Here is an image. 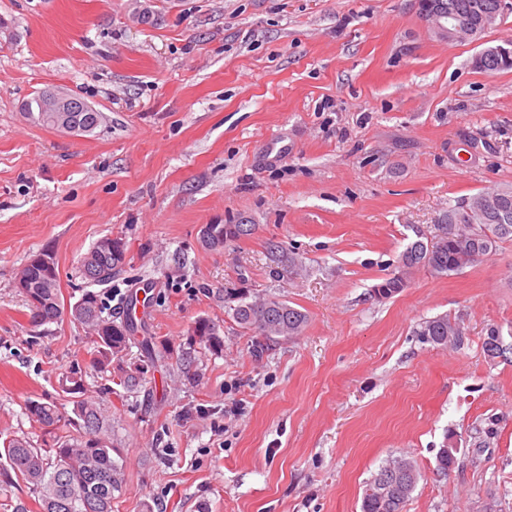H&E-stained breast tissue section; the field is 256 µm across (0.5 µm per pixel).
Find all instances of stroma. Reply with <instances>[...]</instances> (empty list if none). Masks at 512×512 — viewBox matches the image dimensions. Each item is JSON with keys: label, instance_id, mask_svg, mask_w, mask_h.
Listing matches in <instances>:
<instances>
[{"label": "stroma", "instance_id": "stroma-1", "mask_svg": "<svg viewBox=\"0 0 512 512\" xmlns=\"http://www.w3.org/2000/svg\"><path fill=\"white\" fill-rule=\"evenodd\" d=\"M508 38L512 11L439 40L412 0H0V434L42 442L24 404L70 415L59 380L77 365L124 464L112 512H361L399 456L420 470L407 512H512V359L482 350L489 325L512 327V237L458 274L372 293L440 210L512 187V69L473 64ZM49 86L102 122L35 123L22 104ZM240 215L252 234L202 245L203 225ZM106 235L126 251L96 288L106 315L146 292L136 320L169 352L120 396L89 329L33 326L15 288L46 252L72 306ZM228 288L301 309L304 333L241 329ZM439 315L463 345L421 342ZM200 317L224 350L191 373L179 357Z\"/></svg>", "mask_w": 512, "mask_h": 512}]
</instances>
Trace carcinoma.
<instances>
[{
  "label": "carcinoma",
  "instance_id": "carcinoma-1",
  "mask_svg": "<svg viewBox=\"0 0 512 512\" xmlns=\"http://www.w3.org/2000/svg\"><path fill=\"white\" fill-rule=\"evenodd\" d=\"M458 14L479 19L496 11L497 0H443ZM25 111L38 123L56 127L55 113L41 112L35 99L26 101ZM488 193L462 198L442 211L434 233L420 243H411L402 252L398 272L392 273L373 286L378 299H387L405 288L408 276L415 270L426 269L438 276L461 272L496 250L497 244L512 237L498 231L484 209ZM453 232H448V225ZM217 246L248 234L252 225L214 224ZM27 287L18 289L29 309V321L35 326L53 323L62 318L64 310L59 298L58 271L48 273L42 267L26 263L20 271ZM224 303L240 328L254 331L268 340L288 339L300 335L308 322L305 312L278 299L262 302L248 300V295L232 288L225 293ZM103 304L93 291H86L71 306V316L90 328L94 335L92 364L113 372L115 385L131 392L146 380L148 364L165 353L156 349L153 337L139 335L135 319L120 323L103 316ZM421 340L434 346L463 344V333L446 315L431 318L419 331ZM191 337L200 347L217 354L224 349L219 326L206 317L194 321ZM136 344L145 354L147 363L126 365L123 353ZM85 377L74 367L62 377L63 392L76 395L69 426L75 432L54 436L52 443L41 447L29 437L0 436V479L5 483L18 479L31 486L37 495L40 512H112V501L123 492V464L113 456L117 449L112 439L103 433L104 418L97 402L81 396ZM26 414L45 427L61 422L62 416L52 402L30 400ZM403 471L394 483L380 489L379 476L390 466ZM420 476L417 465L408 459H397L381 466L365 485L361 512H405Z\"/></svg>",
  "mask_w": 512,
  "mask_h": 512
}]
</instances>
